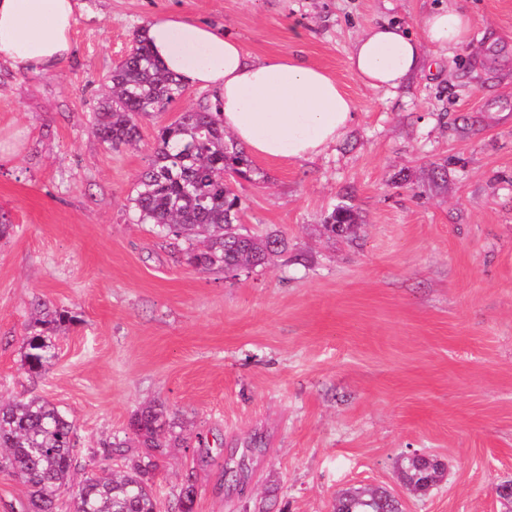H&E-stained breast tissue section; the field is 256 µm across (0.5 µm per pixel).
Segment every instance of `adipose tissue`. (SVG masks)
I'll use <instances>...</instances> for the list:
<instances>
[{
    "label": "adipose tissue",
    "mask_w": 512,
    "mask_h": 512,
    "mask_svg": "<svg viewBox=\"0 0 512 512\" xmlns=\"http://www.w3.org/2000/svg\"><path fill=\"white\" fill-rule=\"evenodd\" d=\"M79 0H0V66L59 68L74 52ZM472 19L459 5L426 13L420 35L390 24L368 27L349 60L367 88L393 92L421 72L426 49L448 55L467 42ZM154 56L189 86L213 90L224 128L251 154L303 160L326 152L352 125L356 101L323 69L293 55L259 58L203 22L172 12L152 19Z\"/></svg>",
    "instance_id": "adipose-tissue-1"
}]
</instances>
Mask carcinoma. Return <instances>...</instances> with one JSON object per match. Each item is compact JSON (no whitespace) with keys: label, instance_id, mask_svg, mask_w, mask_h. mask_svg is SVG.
<instances>
[{"label":"carcinoma","instance_id":"1","mask_svg":"<svg viewBox=\"0 0 512 512\" xmlns=\"http://www.w3.org/2000/svg\"><path fill=\"white\" fill-rule=\"evenodd\" d=\"M110 97L94 111L98 139L111 149L135 146L140 123L180 101L186 86L154 57L139 29L134 46L110 76ZM252 162L235 142H227L218 103L205 97L174 122L157 128L153 155L129 198L141 224L182 239L180 259L195 269L227 273L266 264L286 248L277 235L257 237L238 229L241 198L225 175L245 179ZM355 214L340 206L324 219L333 236L355 231ZM41 331L27 340L28 371L38 375L51 357L50 333L72 321L65 310L39 303ZM147 449L123 470L86 476L72 496L71 512H156L153 494L156 455L179 440L166 421L164 408L148 405L131 418L129 430L103 444L105 454L126 452L131 440ZM0 461L31 489L26 512H52L61 489L71 485L78 463L75 427L55 405L40 397L0 401ZM334 512H403L400 501L384 490L360 487L343 492Z\"/></svg>","mask_w":512,"mask_h":512}]
</instances>
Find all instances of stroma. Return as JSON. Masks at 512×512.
<instances>
[{
  "label": "stroma",
  "mask_w": 512,
  "mask_h": 512,
  "mask_svg": "<svg viewBox=\"0 0 512 512\" xmlns=\"http://www.w3.org/2000/svg\"><path fill=\"white\" fill-rule=\"evenodd\" d=\"M53 72L0 67V399L40 396L76 426L85 471L146 403L184 444L158 460V512H333L339 493L400 492L417 451L445 467L404 512H506L512 480V0H460L470 41L427 53L397 93L364 87L353 41L386 21L419 31L448 0H83ZM255 56L293 54L354 97L352 127L307 160L229 176L253 235L288 248L235 274L181 263L129 204L156 128L111 150L93 109L133 35L170 10ZM350 205L352 237L322 222ZM67 310L55 356L24 366L35 302Z\"/></svg>",
  "instance_id": "35a3bbf8"
}]
</instances>
